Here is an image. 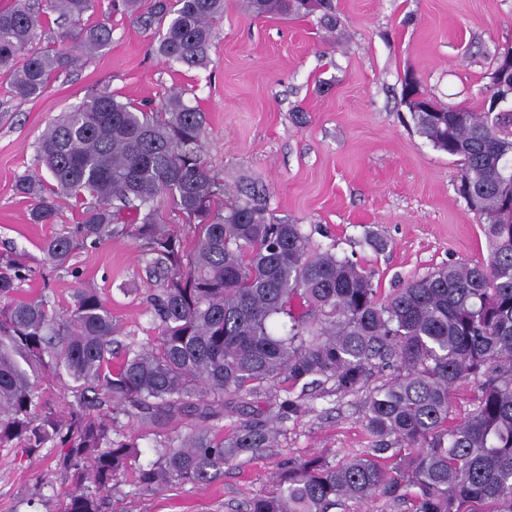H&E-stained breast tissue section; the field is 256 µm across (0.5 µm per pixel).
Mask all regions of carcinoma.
Returning a JSON list of instances; mask_svg holds the SVG:
<instances>
[{"instance_id":"obj_1","label":"carcinoma","mask_w":512,"mask_h":512,"mask_svg":"<svg viewBox=\"0 0 512 512\" xmlns=\"http://www.w3.org/2000/svg\"><path fill=\"white\" fill-rule=\"evenodd\" d=\"M245 0L254 17L319 14L336 30L331 0ZM141 26L157 28L156 56L169 67L204 68L224 0H123ZM97 0H11L0 10V75L19 100L41 96L51 78L112 41L104 16L85 22ZM61 46L31 50L47 15ZM413 112L417 132L460 166V196L482 224L484 264H454L412 279L382 298L372 276L330 249L311 248L302 224L268 217L257 186L224 200L202 158L206 115L173 90L158 103L123 102L99 90L48 125L35 162L14 191L29 200L31 224H54L58 203L83 206L76 231L41 244L44 261L65 266L75 239L98 245L116 232L139 241L162 281L151 298L157 336L121 358L112 309L85 285L58 311L21 298L36 271L21 256L0 259V447L36 454L62 448L64 512H104V494L137 445L118 439L120 418L163 436L137 487L204 484L238 457L272 448L287 421L306 411L308 391L364 394L366 448L336 463L324 456L278 464L277 492L242 512H334L348 501L408 503L409 512H512V111ZM94 202L85 204V196ZM165 198L197 230L191 249L158 223ZM64 377L72 394L61 419L39 390ZM478 396L451 414L464 383ZM280 388L285 397L271 394ZM271 394L267 405L254 399ZM245 419L228 436L209 423ZM182 417L196 420L167 433Z\"/></svg>"}]
</instances>
